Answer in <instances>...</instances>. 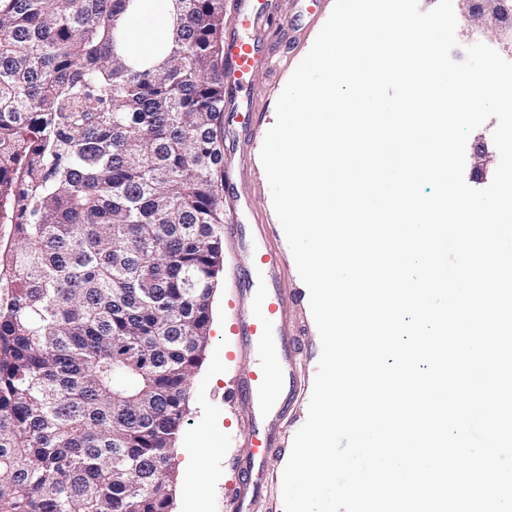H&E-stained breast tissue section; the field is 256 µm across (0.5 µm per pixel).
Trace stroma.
<instances>
[{
	"instance_id": "stroma-1",
	"label": "stroma",
	"mask_w": 512,
	"mask_h": 512,
	"mask_svg": "<svg viewBox=\"0 0 512 512\" xmlns=\"http://www.w3.org/2000/svg\"><path fill=\"white\" fill-rule=\"evenodd\" d=\"M275 8L283 21L300 26L296 39H289L287 31L277 36L276 57L280 67L276 72H256L252 83L259 91L257 107L262 121L256 130L247 171L237 180L235 190L247 197L263 223L270 229L280 247L285 267L283 286L287 294L304 290L297 267L286 240L282 225L275 213L269 183L265 170L257 157L261 151L267 131L276 119L277 101L294 69L309 52L316 36L329 18L334 0H323L320 11H313L310 0H275ZM496 119H489L473 131L467 141L464 178L467 184L476 189L487 187L497 167L499 153L493 143L492 133ZM489 152L491 160L486 169L475 166L474 156L478 149ZM240 299L237 295L234 267H227L217 278L213 293L210 341L203 361L192 378L191 398L186 421L176 444H185L197 437L206 442L200 457V478L202 482L203 506L184 498L182 486L184 474L181 464L173 466V506L172 512H228L224 503V489L233 475L229 462L235 453L237 443L243 442L249 432V424L241 420L235 407L227 403L224 389L239 375L252 366L249 358H231L232 343L225 331ZM321 343L317 328H310L306 338V352L300 369L305 388L293 403L290 411V425L284 443L292 445L298 429L308 415L310 389L318 369Z\"/></svg>"
}]
</instances>
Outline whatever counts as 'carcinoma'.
I'll list each match as a JSON object with an SVG mask.
<instances>
[{
	"label": "carcinoma",
	"mask_w": 512,
	"mask_h": 512,
	"mask_svg": "<svg viewBox=\"0 0 512 512\" xmlns=\"http://www.w3.org/2000/svg\"><path fill=\"white\" fill-rule=\"evenodd\" d=\"M166 3L157 57L123 17ZM224 0H0V512H171L224 268Z\"/></svg>",
	"instance_id": "1"
}]
</instances>
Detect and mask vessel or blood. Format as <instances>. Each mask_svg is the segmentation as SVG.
Returning a JSON list of instances; mask_svg holds the SVG:
<instances>
[{
    "label": "vessel or blood",
    "instance_id": "1",
    "mask_svg": "<svg viewBox=\"0 0 512 512\" xmlns=\"http://www.w3.org/2000/svg\"><path fill=\"white\" fill-rule=\"evenodd\" d=\"M230 7L224 38V129L236 151L224 159V182L234 185L247 165L258 116V94L252 84L257 71L276 70L273 53L262 45L272 36V0H226ZM224 234L233 252L244 255L239 295L248 300L237 315L232 334L239 351L266 357L264 367L243 373L225 397L240 409L252 431L232 460L235 482L227 500L232 512H255L261 493L259 476L282 453L288 409L302 386L300 362L308 327L301 312L306 294L288 297L281 283L284 269L269 228L250 203L238 194L224 198Z\"/></svg>",
    "mask_w": 512,
    "mask_h": 512
}]
</instances>
